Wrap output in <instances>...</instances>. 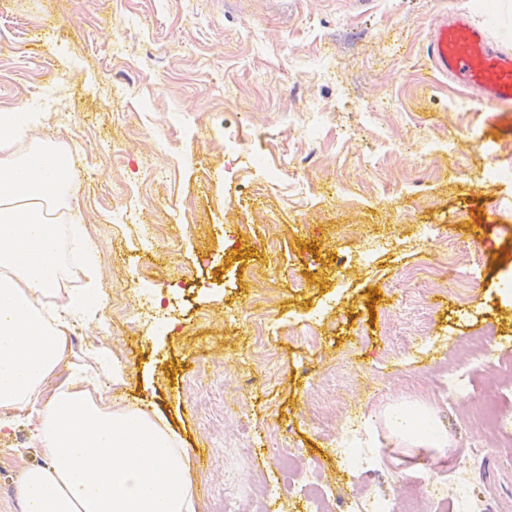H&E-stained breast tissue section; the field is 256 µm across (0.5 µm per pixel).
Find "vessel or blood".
<instances>
[{
  "mask_svg": "<svg viewBox=\"0 0 512 512\" xmlns=\"http://www.w3.org/2000/svg\"><path fill=\"white\" fill-rule=\"evenodd\" d=\"M434 68L492 112H512V51L496 47L464 16L435 24L426 48Z\"/></svg>",
  "mask_w": 512,
  "mask_h": 512,
  "instance_id": "b4317fda",
  "label": "vessel or blood"
}]
</instances>
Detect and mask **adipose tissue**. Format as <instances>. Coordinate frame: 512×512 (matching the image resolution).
<instances>
[{"label": "adipose tissue", "instance_id": "obj_1", "mask_svg": "<svg viewBox=\"0 0 512 512\" xmlns=\"http://www.w3.org/2000/svg\"><path fill=\"white\" fill-rule=\"evenodd\" d=\"M32 124V113L0 111V430L33 423L45 458L19 474L20 512H196L187 450L160 413L112 408L73 380L50 384L67 338L40 298H54L61 316L100 310L102 298L92 281L79 294L58 287L68 182L61 152L18 150ZM433 419L417 404L389 415L402 439L441 448Z\"/></svg>", "mask_w": 512, "mask_h": 512}]
</instances>
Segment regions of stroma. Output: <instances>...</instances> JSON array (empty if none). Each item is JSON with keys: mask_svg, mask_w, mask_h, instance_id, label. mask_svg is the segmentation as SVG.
<instances>
[{"mask_svg": "<svg viewBox=\"0 0 512 512\" xmlns=\"http://www.w3.org/2000/svg\"><path fill=\"white\" fill-rule=\"evenodd\" d=\"M451 11L496 16L512 48V0H0V110L40 113L30 138L78 169L63 262L79 286L94 264L105 300L68 317L52 382L85 367L208 453L198 512H224L228 468L305 512L271 426L336 492L371 493L332 453L345 413L364 422L359 447L405 459L386 414L414 401L476 459L446 498L512 512V465L477 418L494 362L449 405L432 373L486 327L512 341V183L488 175L512 158V124L433 70L430 23ZM242 129L231 173L224 134ZM451 247L482 270L468 301L437 278L413 290L408 269ZM255 277L274 290L260 342ZM42 461L31 426L0 432V512Z\"/></svg>", "mask_w": 512, "mask_h": 512, "instance_id": "stroma-1", "label": "stroma"}]
</instances>
